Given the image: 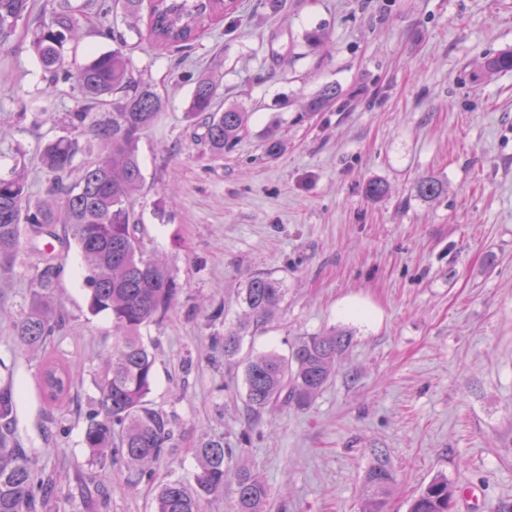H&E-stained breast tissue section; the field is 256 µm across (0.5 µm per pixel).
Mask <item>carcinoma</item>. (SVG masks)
Listing matches in <instances>:
<instances>
[{
	"label": "carcinoma",
	"instance_id": "cac0c4a2",
	"mask_svg": "<svg viewBox=\"0 0 512 512\" xmlns=\"http://www.w3.org/2000/svg\"><path fill=\"white\" fill-rule=\"evenodd\" d=\"M145 2L150 39L178 49L192 47L212 16L237 9L224 0H113V8L124 19L136 20ZM95 5V0H84L75 8L61 0L27 28L44 78L51 84L73 82L80 106L69 113L68 133L42 146L41 162L50 175L44 196L32 197L21 165L0 175V277L11 270L25 242L33 248L47 238L75 244L87 270L88 310L108 314L115 332L84 442L92 464L124 459L133 472L127 484L134 486L170 447L175 430L172 416L149 399L155 355L142 330L164 316L177 288L166 265L144 256L132 207L144 184L140 142L162 101L153 85L134 73L120 32L110 34L115 48L79 65L66 62L65 46L82 37L77 15ZM32 11V0H0L1 49L10 45L19 23H28ZM503 71H512V50L486 58L479 77ZM337 96V87L326 85L305 111L319 112ZM189 114L201 119L203 139L214 157L234 149L247 123V113L224 107L219 84L204 76L195 83ZM417 192L432 199L443 187L427 177L418 182ZM59 276L60 267L48 255L30 279L28 302L13 323L15 338L28 349L43 348L65 323L56 300ZM286 296L282 282L268 274L247 281L239 293L245 319L224 333L225 360L236 359L249 330L270 323ZM351 340L350 332L331 330L303 337L287 355L275 350L247 355L241 364L251 413L257 417L276 406L309 405L335 373ZM41 377L50 401L68 395L74 379L68 367L55 363L44 365ZM14 409L13 389L0 386V512H46L55 483L15 447ZM229 452L222 438L199 439L197 469L188 480L175 477L158 485L154 512H204L209 498L224 494ZM371 454L374 462L363 478L360 512H386L396 474L383 451L373 448ZM233 494L235 512H269V488L253 468L238 470ZM457 497L458 487L437 476L412 499L409 512H452Z\"/></svg>",
	"mask_w": 512,
	"mask_h": 512
}]
</instances>
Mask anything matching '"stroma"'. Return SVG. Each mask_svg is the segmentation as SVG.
Segmentation results:
<instances>
[{
  "label": "stroma",
  "mask_w": 512,
  "mask_h": 512,
  "mask_svg": "<svg viewBox=\"0 0 512 512\" xmlns=\"http://www.w3.org/2000/svg\"><path fill=\"white\" fill-rule=\"evenodd\" d=\"M77 61L113 49L118 26L133 68L164 101L140 143L144 188L137 235L162 259L178 294L146 334L155 342L149 395L173 415V448L152 478L126 483L123 463L91 464L82 443L95 380L114 338L87 309L76 248L56 245L68 321L44 350L15 340L40 253L21 250L0 280V385L18 394L13 437L60 492L48 512H153L169 474L190 476L193 444L220 437L228 472L257 468L270 512H358L371 451L384 449L398 483L388 512H408L434 477L476 499L455 512L512 504V71L475 77L483 57L512 49V0H283L273 12L239 0L188 51L162 49L122 16L81 17ZM328 40L310 47L306 32ZM18 33L0 50V173L22 163L34 196L49 175L42 144L76 109L70 84L50 87ZM212 77L247 128L211 157L187 114L196 80ZM324 110L302 106L325 85ZM274 133L281 152L266 157ZM443 186L432 200L418 180ZM387 187L366 197L367 182ZM257 273L288 290L274 321L243 352L288 353L332 328L352 342L305 408L256 419L242 366L225 361L224 332L243 319L238 292ZM74 375L66 402L44 400L43 360Z\"/></svg>",
  "instance_id": "35a3bbf8"
}]
</instances>
